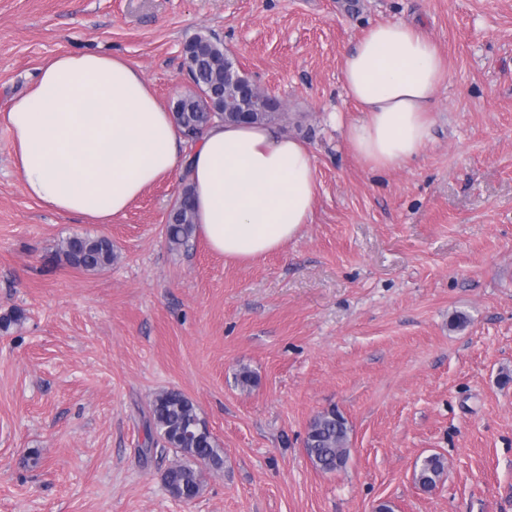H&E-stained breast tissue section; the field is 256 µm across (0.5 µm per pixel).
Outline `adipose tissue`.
<instances>
[{
	"instance_id": "1",
	"label": "adipose tissue",
	"mask_w": 512,
	"mask_h": 512,
	"mask_svg": "<svg viewBox=\"0 0 512 512\" xmlns=\"http://www.w3.org/2000/svg\"><path fill=\"white\" fill-rule=\"evenodd\" d=\"M446 76L435 42L400 22L369 28L346 56L343 88L360 112L344 136L369 169L406 167L431 142V104ZM28 196L64 215L108 224L158 181L184 175L196 231L225 260L281 252L311 221L309 147L258 124L207 127L186 147L167 107L119 56L64 53L43 65L5 114Z\"/></svg>"
}]
</instances>
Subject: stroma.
<instances>
[{
  "mask_svg": "<svg viewBox=\"0 0 512 512\" xmlns=\"http://www.w3.org/2000/svg\"><path fill=\"white\" fill-rule=\"evenodd\" d=\"M388 21L421 28L447 75L433 140L377 173L345 145L342 71ZM199 31L310 146L312 221L251 264L172 248L178 176L89 224L25 193L0 118V316L23 314L0 330V512H512V0H0V114L68 52L122 55L173 105ZM75 234L110 238L112 266H69ZM163 389L224 451L190 501L147 436ZM329 408L350 426L335 473L304 449ZM432 454L446 468L425 490ZM445 471L443 459L437 455L424 457L416 465L414 475L417 483L423 488H433Z\"/></svg>",
  "mask_w": 512,
  "mask_h": 512,
  "instance_id": "35a3bbf8",
  "label": "stroma"
}]
</instances>
